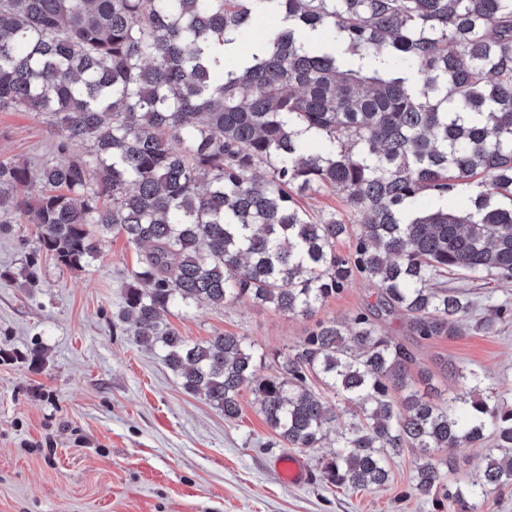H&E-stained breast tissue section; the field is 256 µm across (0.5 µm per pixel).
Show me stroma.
I'll list each match as a JSON object with an SVG mask.
<instances>
[{
	"instance_id": "obj_1",
	"label": "stroma",
	"mask_w": 512,
	"mask_h": 512,
	"mask_svg": "<svg viewBox=\"0 0 512 512\" xmlns=\"http://www.w3.org/2000/svg\"><path fill=\"white\" fill-rule=\"evenodd\" d=\"M0 155L35 170L55 159L49 120L1 111ZM36 241V225L0 226V271H18ZM138 258L115 237L83 270L44 257L35 285L0 280V512H433L407 493L417 462L410 450L380 489H327L316 478L281 483L274 462L284 450L250 390L242 392L240 418L225 420L186 394L154 351L114 326ZM375 301L358 277L312 319L245 301L193 308L171 322L194 340L224 332L250 338L266 375L314 320ZM384 327L439 390L455 389L446 369L453 362L486 373L512 404V323L496 336L432 340L411 335L395 316ZM38 346L45 359L35 368L25 355Z\"/></svg>"
}]
</instances>
